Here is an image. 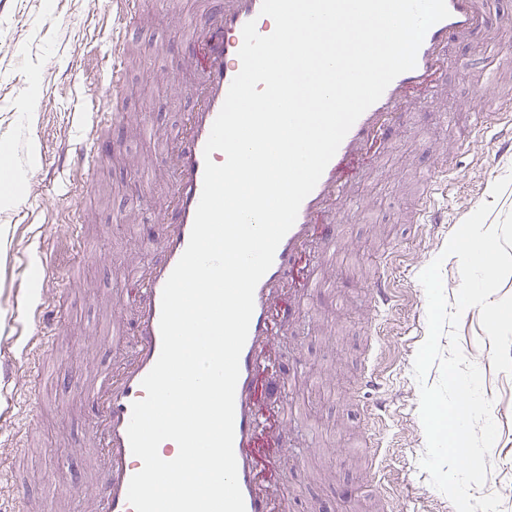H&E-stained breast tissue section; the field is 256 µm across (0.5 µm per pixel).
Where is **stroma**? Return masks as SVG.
Segmentation results:
<instances>
[{
	"label": "stroma",
	"mask_w": 512,
	"mask_h": 512,
	"mask_svg": "<svg viewBox=\"0 0 512 512\" xmlns=\"http://www.w3.org/2000/svg\"><path fill=\"white\" fill-rule=\"evenodd\" d=\"M203 2L177 0L171 9L155 0L143 25L127 32L121 0H12L0 13V146L25 175L14 202L0 201V333L26 287L53 283L50 301L70 308L64 332L49 341L39 401L14 392L12 412L0 416V487L18 484L21 496L49 506L90 489L95 451L92 423L81 411L84 385L112 363L114 348L101 332L114 316L108 301L126 288L123 269L140 243L131 217L144 203L160 210L166 204L152 164L178 137L190 105L186 84L169 71L167 47L176 19L190 20ZM119 33L126 42L120 95L89 100L88 84L109 83L112 37ZM452 55L447 94L403 113L392 148L356 183L365 208L337 228L342 245L333 280L312 292L300 323L276 339V374L292 408L281 476L291 512H448L447 496L419 467L426 435L413 364L427 337L419 275L442 258L445 294L455 300L460 262L443 257L445 241L483 203L492 205L487 226L512 213V155L470 137L479 119L480 73L492 74L512 97V0H485L481 28ZM95 110L144 116L148 130L126 135L112 127L121 148L101 163L86 193L59 170L58 156ZM443 165L453 183L438 199L445 223L412 233L406 214L421 194L420 173ZM84 209L91 217L67 229L65 218ZM38 225L46 228L52 261L18 266V254L37 246ZM391 256L399 302L376 316L371 285ZM458 337L493 400L498 436L486 459L488 476L500 488L501 512H512V375L493 368L479 308L463 313ZM371 371L379 389L360 391V377ZM380 401L385 408L371 419L367 408ZM374 435L387 450L379 463L365 454Z\"/></svg>",
	"instance_id": "1"
}]
</instances>
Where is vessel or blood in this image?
<instances>
[{"mask_svg": "<svg viewBox=\"0 0 512 512\" xmlns=\"http://www.w3.org/2000/svg\"><path fill=\"white\" fill-rule=\"evenodd\" d=\"M450 15L429 28L420 47L416 67L396 77L382 97L354 123L327 165L314 190L302 202L297 219L280 242L270 269L254 294V312L240 355L235 393L234 453L246 512H285L278 475L288 449L282 440L286 423L283 399L260 403L257 389L267 381L274 361L272 345L286 334L290 321L306 311L307 297L320 286L321 265L336 258V226L355 205V178L345 171L349 159L370 148L386 150L397 113L444 96L448 91L451 48L468 40L483 22L484 0H446ZM262 0H206L205 11L190 24L183 54L194 75L192 108L186 113L178 139L155 164L157 176H168L170 202L166 212L151 208L138 214L147 235L142 246L158 252L150 264L129 265L130 288L115 312L114 323L123 342L112 366L88 384L82 408L93 420L91 443L96 450L92 496L86 512H134L127 500L131 477L142 463L131 451L127 428L134 402L142 400L143 378L161 351L160 315L163 287L190 239L204 176L203 150L212 125L238 74L242 29L255 22L259 34L274 30L272 18L261 15ZM93 116L76 143L63 155L70 172H90L109 146ZM500 129L497 148L512 154V105L503 103L491 120L475 128L476 136ZM426 194L414 217L418 228L442 223L437 197L446 191V171L432 170L425 177ZM375 311L392 309L396 300L392 279L379 275L372 286ZM46 294L29 293L12 324L15 356L0 359V381L32 384L34 373H20L18 356L38 340L47 338L44 319Z\"/></svg>", "mask_w": 512, "mask_h": 512, "instance_id": "1", "label": "vessel or blood"}]
</instances>
